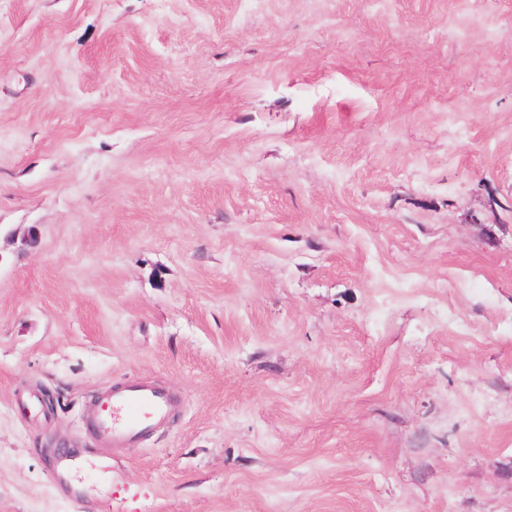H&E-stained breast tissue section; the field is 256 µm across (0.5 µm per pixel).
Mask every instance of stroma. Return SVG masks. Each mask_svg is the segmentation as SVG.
<instances>
[{"mask_svg":"<svg viewBox=\"0 0 512 512\" xmlns=\"http://www.w3.org/2000/svg\"><path fill=\"white\" fill-rule=\"evenodd\" d=\"M0 512H512V0H0ZM105 413L96 423L97 434L113 445L132 443L148 433L157 421L166 419L174 401L162 388L131 382L101 398Z\"/></svg>","mask_w":512,"mask_h":512,"instance_id":"stroma-1","label":"stroma"}]
</instances>
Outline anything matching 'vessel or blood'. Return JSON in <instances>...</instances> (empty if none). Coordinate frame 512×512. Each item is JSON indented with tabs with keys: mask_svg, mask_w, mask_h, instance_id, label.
Listing matches in <instances>:
<instances>
[{
	"mask_svg": "<svg viewBox=\"0 0 512 512\" xmlns=\"http://www.w3.org/2000/svg\"><path fill=\"white\" fill-rule=\"evenodd\" d=\"M105 412L96 424L97 434L115 445L133 442L166 419L174 402L164 389L131 382L101 398Z\"/></svg>",
	"mask_w": 512,
	"mask_h": 512,
	"instance_id": "vessel-or-blood-1",
	"label": "vessel or blood"
}]
</instances>
